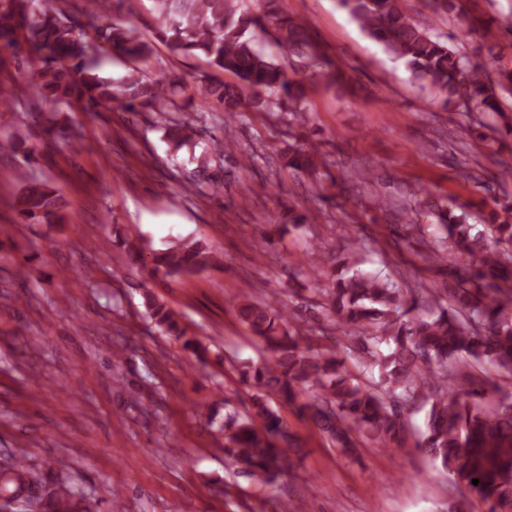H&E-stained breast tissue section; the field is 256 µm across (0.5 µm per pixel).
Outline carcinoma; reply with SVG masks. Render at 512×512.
I'll use <instances>...</instances> for the list:
<instances>
[{
  "label": "carcinoma",
  "instance_id": "cac0c4a2",
  "mask_svg": "<svg viewBox=\"0 0 512 512\" xmlns=\"http://www.w3.org/2000/svg\"><path fill=\"white\" fill-rule=\"evenodd\" d=\"M83 18L47 0H0V52L24 49L35 64L31 79L8 85L0 81V99L37 100L30 114L45 140L73 144L79 130L57 120L63 106L95 112L120 102L130 112L160 115L169 156L178 163L187 191L224 183V155L230 131L243 120L244 107L254 112L285 114L288 142L277 155L281 167L314 179L320 155L308 143L309 78L343 88L339 65L329 60L309 35L306 22L288 11L287 0H264V14H239L235 0H156V14L140 22L110 17V0H87ZM351 18L396 60L411 77L448 106L469 100L482 112L502 119L505 136L499 149L476 152L499 163L502 149L512 151V116L502 107L512 96V71L494 80L489 64L476 62L448 45L483 32L493 35L489 19L480 26L466 22L446 37L422 28L410 15L406 0H340ZM152 32L147 39L141 28ZM288 51L299 77L288 79L285 67L257 45L256 30ZM171 55L201 54L208 66L233 77L196 76L197 94L185 95L181 76L159 71L144 79L132 68L116 86L101 75L96 53L104 50L135 63L149 58L152 41ZM211 101L224 108V137L205 134ZM202 151H196L197 147ZM14 151L30 163L38 146L15 134ZM483 229L467 222L459 206L417 194L413 210L434 219L439 241L430 247V268L442 276L425 292L403 290L378 274L356 268L349 256H326L319 246L307 260L310 275L321 277L323 265H333L330 284L321 289L322 307L352 335L353 344L338 349L297 327L290 329L284 309L248 295L234 298L239 321L260 341L268 357L260 366L239 370L251 388L250 406L240 415L229 411L217 430L224 456L238 474L269 484L286 475L288 454L300 447L288 431L274 402L287 404L346 455L358 447L383 450L405 446L404 413L417 404L426 408L425 430L416 449L487 505V512H512V399L486 405L487 390L463 389L473 378L456 365L469 358L512 374V199L493 201ZM65 202L48 180L27 182L16 210L27 224H63ZM115 244L130 258L140 250L121 224L112 225ZM218 251L201 240H177L153 253L151 274L184 278L216 264ZM147 317L164 336L180 343L196 360L207 359L209 348L151 290L143 293ZM370 373L368 381L347 364ZM479 483L474 485L472 480ZM0 501L13 512H89L85 499L57 478L43 481L21 449L0 461Z\"/></svg>",
  "mask_w": 512,
  "mask_h": 512
}]
</instances>
